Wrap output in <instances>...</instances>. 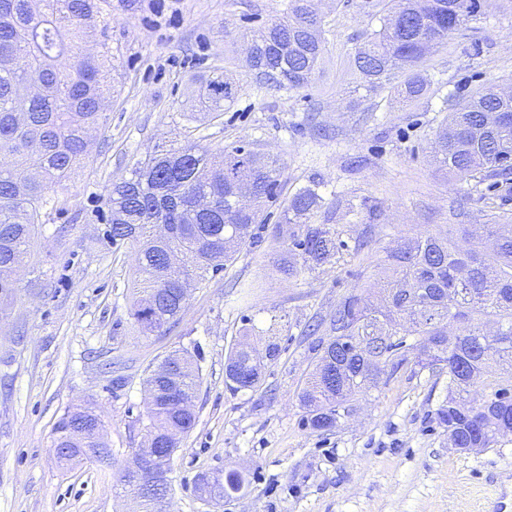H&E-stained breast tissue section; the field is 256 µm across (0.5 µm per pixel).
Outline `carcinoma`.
I'll list each match as a JSON object with an SVG mask.
<instances>
[{"mask_svg": "<svg viewBox=\"0 0 512 512\" xmlns=\"http://www.w3.org/2000/svg\"><path fill=\"white\" fill-rule=\"evenodd\" d=\"M288 16L268 24L252 39L251 66L257 81L299 91L308 87L323 59L324 15L316 0H289ZM381 27L351 57L360 88L368 93L395 85L408 102L426 89L415 73L431 51L477 17L485 0H384ZM111 7L110 0H0V314L18 290L13 269L28 255L49 191L64 184L87 155V131L105 112L106 78L112 48L106 42L90 53L89 33ZM233 98L224 78L199 95L201 111L220 117ZM441 171L455 179L496 178L512 170V98L492 84L464 94L437 137L434 153ZM282 167L247 144L213 155L197 144L162 149L137 162L129 176L112 184L104 238L114 246L139 244L133 283V317L150 335L174 327L187 304L182 289L224 270L238 249L257 242L253 226L266 220L277 199ZM246 182L250 195L239 196ZM320 196L295 194L284 206L289 254L312 269L329 262L338 247L336 230L311 224ZM495 237L457 248L451 239L416 235L387 252L393 269L381 284L380 303L352 295L336 306L331 335L319 341L321 355L298 394L304 424L328 431L351 412L356 396L378 385L402 342L415 336L419 362L448 368V395L435 412L454 448H488L503 430L512 431V390L492 389L482 402L471 388L491 365L512 370V225H488ZM264 365L248 341L227 357L225 387L233 394L257 388ZM201 383L197 359L188 350L166 355L149 370L146 386L147 438L155 449L177 448L196 425L193 399ZM100 418L93 403L63 414L52 447L73 466L96 455ZM213 494L230 499L245 478L236 470L223 481L201 478ZM122 492L138 499L140 512H162L165 488Z\"/></svg>", "mask_w": 512, "mask_h": 512, "instance_id": "1", "label": "carcinoma"}]
</instances>
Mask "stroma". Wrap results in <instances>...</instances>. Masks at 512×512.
<instances>
[{
  "label": "stroma",
  "mask_w": 512,
  "mask_h": 512,
  "mask_svg": "<svg viewBox=\"0 0 512 512\" xmlns=\"http://www.w3.org/2000/svg\"><path fill=\"white\" fill-rule=\"evenodd\" d=\"M321 68L303 90L262 85L246 62L254 31L286 15L288 0H112L90 43L112 48L109 107L85 162L49 194L19 288L0 316V512H136L117 494L114 464L146 439V376L170 351L198 355L197 423L171 464V512H512V434L476 452L452 448L435 411L448 372L415 350L358 397L335 428L303 424L298 393L316 361L309 324L348 296L376 288L385 252L418 233L453 237L459 225L512 224V174L495 185L457 182L433 163V143L460 92L512 82V0L456 31L421 65L424 94L366 93L349 66L378 21L376 0H323ZM235 80L224 113L197 112L218 76ZM239 143L279 159L280 201L258 243L194 286L177 327L144 336L131 315L138 245L107 246L113 182L156 145ZM306 188L321 197L311 223L341 247L316 270L279 266L288 252L282 201ZM255 345L281 352L259 387L230 393L224 364L244 326ZM91 400L105 422L112 463L61 469L56 422ZM231 469L236 498L202 496L198 478Z\"/></svg>",
  "instance_id": "obj_1"
}]
</instances>
